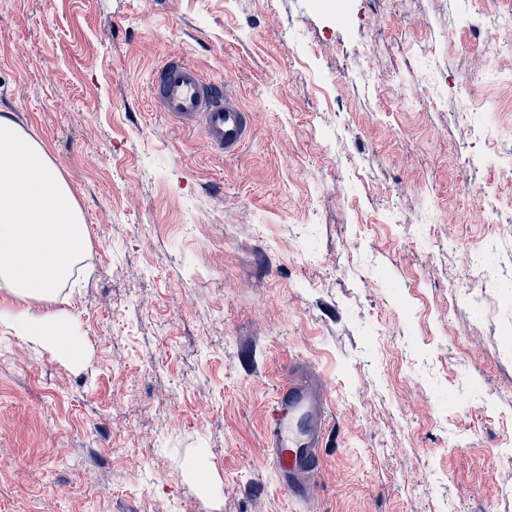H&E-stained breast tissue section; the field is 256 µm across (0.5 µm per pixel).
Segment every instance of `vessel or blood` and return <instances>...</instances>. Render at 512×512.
<instances>
[{
    "instance_id": "b4317fda",
    "label": "vessel or blood",
    "mask_w": 512,
    "mask_h": 512,
    "mask_svg": "<svg viewBox=\"0 0 512 512\" xmlns=\"http://www.w3.org/2000/svg\"><path fill=\"white\" fill-rule=\"evenodd\" d=\"M151 95L159 110L180 125L201 127L209 147L224 157L239 156L251 136L249 111L179 56H170L157 69ZM331 423L328 386L318 372L291 371L276 391L266 425L269 454L288 483L289 499L305 503L315 497Z\"/></svg>"
}]
</instances>
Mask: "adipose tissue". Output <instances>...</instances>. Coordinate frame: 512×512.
Returning a JSON list of instances; mask_svg holds the SVG:
<instances>
[{
	"instance_id": "ef3b65f1",
	"label": "adipose tissue",
	"mask_w": 512,
	"mask_h": 512,
	"mask_svg": "<svg viewBox=\"0 0 512 512\" xmlns=\"http://www.w3.org/2000/svg\"><path fill=\"white\" fill-rule=\"evenodd\" d=\"M90 248L81 207L45 145L0 114V284L39 309L0 310V322L54 358L85 354L61 288Z\"/></svg>"
}]
</instances>
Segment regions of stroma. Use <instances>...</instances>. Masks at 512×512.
Listing matches in <instances>:
<instances>
[{
	"label": "stroma",
	"instance_id": "1",
	"mask_svg": "<svg viewBox=\"0 0 512 512\" xmlns=\"http://www.w3.org/2000/svg\"><path fill=\"white\" fill-rule=\"evenodd\" d=\"M497 12L0 0V113L91 242L62 288L81 363L0 326V512H302L265 456L297 362L333 407L316 512H512V209L468 197L512 154V37L472 24ZM171 55L250 111L239 158L152 102Z\"/></svg>",
	"mask_w": 512,
	"mask_h": 512
}]
</instances>
